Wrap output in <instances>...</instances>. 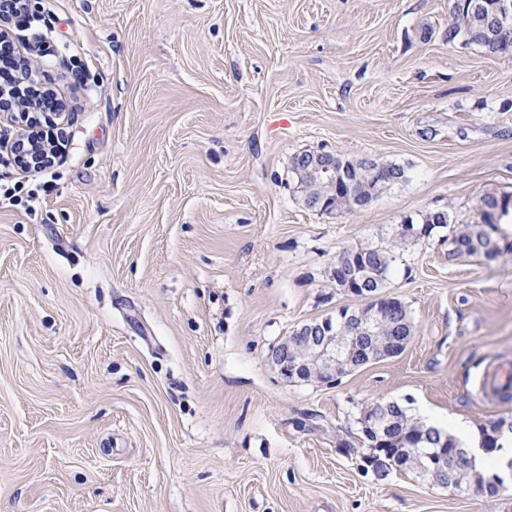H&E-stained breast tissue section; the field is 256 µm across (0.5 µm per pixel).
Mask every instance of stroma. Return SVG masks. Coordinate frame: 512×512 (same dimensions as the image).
Here are the masks:
<instances>
[{"label": "stroma", "instance_id": "1", "mask_svg": "<svg viewBox=\"0 0 512 512\" xmlns=\"http://www.w3.org/2000/svg\"><path fill=\"white\" fill-rule=\"evenodd\" d=\"M454 0H30L9 27L69 114L25 173L0 148V512H512L416 472L378 479L367 406L476 429L512 360V251L407 243L385 293L415 334L336 382H289L274 345L359 309L331 288L346 247L406 218L478 222L512 196V58L447 42ZM303 152L403 182L308 208ZM352 441L343 454L338 440ZM510 382L512 383L511 366L491 369L481 385L480 395L488 401H501L504 393L508 391L505 383Z\"/></svg>", "mask_w": 512, "mask_h": 512}]
</instances>
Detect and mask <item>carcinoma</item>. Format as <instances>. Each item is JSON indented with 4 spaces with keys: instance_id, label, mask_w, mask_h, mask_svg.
<instances>
[{
    "instance_id": "obj_1",
    "label": "carcinoma",
    "mask_w": 512,
    "mask_h": 512,
    "mask_svg": "<svg viewBox=\"0 0 512 512\" xmlns=\"http://www.w3.org/2000/svg\"><path fill=\"white\" fill-rule=\"evenodd\" d=\"M479 5L472 7L463 0H457L453 12L457 16L455 23L448 26L446 39L450 42L459 37L469 38V43L479 47L484 53L499 56L507 47L512 48V23L499 27L495 32V42H490L486 36V29L498 8L499 0H477ZM336 165L344 170L351 179L355 180L360 198L369 202L387 187L393 180L390 174L401 178L405 176L403 167L393 163H375L381 171V176L375 178L364 171V162H353L336 157ZM300 186L305 192L306 203L311 209L330 211L350 207L352 203L340 198L337 188L329 181L328 173L317 171L302 177ZM511 197L497 198L485 196L482 198L483 221L479 224H456L447 211H433L423 215L419 225L423 226V234L408 237L399 231H394L392 237L375 244L363 247L366 252V263L357 267V274L364 282V287L371 293H384L392 272L400 262L401 250L409 241L416 239H429L441 231H447L443 241L448 243V259L454 260L464 255H482L491 259L502 252L501 242L506 240L501 219L512 213L509 202ZM398 311L393 313L384 322L371 329L376 339L368 342L371 349L382 351L383 345L393 336V327L409 323L407 335H414V323L410 311L402 301H397ZM359 318V311L346 307L340 309L336 319L330 324L336 331L340 340L351 335L348 325ZM394 407L392 430L382 432L383 423L363 416L360 421V433L363 442L373 449V456L384 461L387 473L394 471L416 470V467H407L403 456L407 451L417 455L418 461L424 462L428 457H438L442 454L453 455L460 450L459 444L453 437L443 440L442 430L428 426L420 419L414 417L409 409L401 402H392ZM448 485L469 486L480 484L484 487L486 497L492 499L498 496L499 483L490 481L476 473L469 464L451 468L446 478Z\"/></svg>"
}]
</instances>
